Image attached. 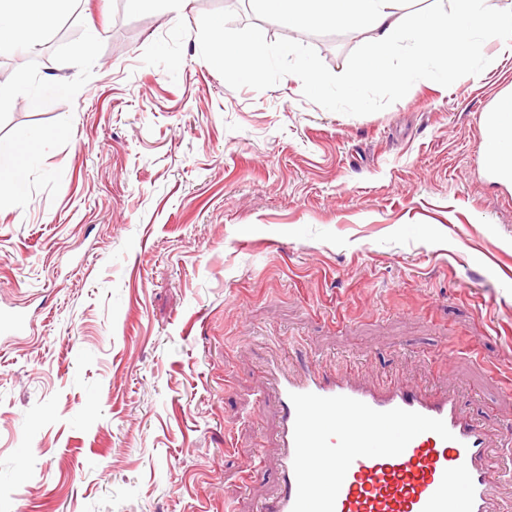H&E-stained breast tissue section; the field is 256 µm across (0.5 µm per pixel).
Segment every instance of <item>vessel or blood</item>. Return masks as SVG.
<instances>
[{
	"label": "vessel or blood",
	"mask_w": 512,
	"mask_h": 512,
	"mask_svg": "<svg viewBox=\"0 0 512 512\" xmlns=\"http://www.w3.org/2000/svg\"><path fill=\"white\" fill-rule=\"evenodd\" d=\"M279 491L262 512H498L512 462L456 396L370 389L319 369L279 378Z\"/></svg>",
	"instance_id": "1"
}]
</instances>
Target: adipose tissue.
Masks as SVG:
<instances>
[{"mask_svg":"<svg viewBox=\"0 0 512 512\" xmlns=\"http://www.w3.org/2000/svg\"><path fill=\"white\" fill-rule=\"evenodd\" d=\"M66 0H0V53L30 46L34 30L49 25ZM261 10L276 14L288 29L345 24L372 35L370 53L353 60L349 80L340 83L338 96L357 102L363 88L375 82L402 87L420 75L441 81L449 65L468 64L478 41L512 40V8L493 10L487 0H456L453 17L441 19L420 10L400 14L402 0H257ZM215 39L206 57L208 65L247 79L260 78L270 61L262 47L264 34L254 30L241 40L224 35V21L212 22ZM399 66H392L395 51ZM494 109L504 120L495 141L484 146V160L495 170L512 172V93L500 97ZM47 136L32 132L23 144H0V195L23 199L22 184Z\"/></svg>","mask_w":512,"mask_h":512,"instance_id":"ef3b65f1","label":"adipose tissue"}]
</instances>
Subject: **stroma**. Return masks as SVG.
<instances>
[{"label":"stroma","mask_w":512,"mask_h":512,"mask_svg":"<svg viewBox=\"0 0 512 512\" xmlns=\"http://www.w3.org/2000/svg\"><path fill=\"white\" fill-rule=\"evenodd\" d=\"M237 2L69 0L29 59L0 54V141L68 127L0 200V314L25 319L0 333V512H258L267 368L308 360L457 391L512 456V183L478 148L512 53L359 105L332 90L367 31ZM217 15L263 30L261 80L206 63Z\"/></svg>","instance_id":"1"}]
</instances>
